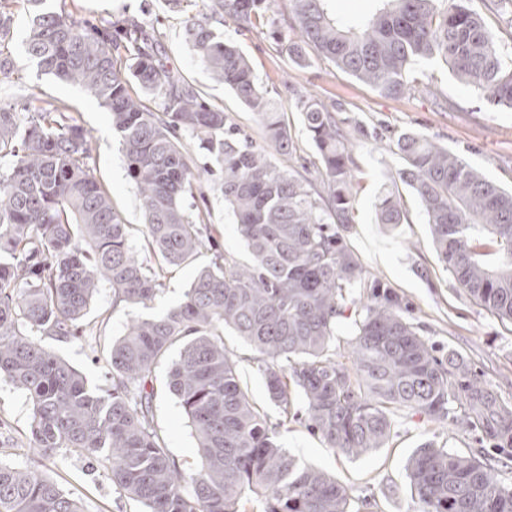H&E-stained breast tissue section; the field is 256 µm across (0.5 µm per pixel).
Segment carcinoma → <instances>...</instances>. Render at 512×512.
Listing matches in <instances>:
<instances>
[{"mask_svg":"<svg viewBox=\"0 0 512 512\" xmlns=\"http://www.w3.org/2000/svg\"><path fill=\"white\" fill-rule=\"evenodd\" d=\"M26 2L27 58L110 112L146 224L139 251L90 173L92 137L76 118L51 106L0 107V159H10L0 169V381L28 397V445L38 455L24 467L0 462V512H83L43 473L63 448L96 464L146 512H354L343 485L280 442L300 403L311 432L348 457L384 447L403 410L512 448V402L466 358L441 352L402 296L370 276L349 247L353 159L334 108L310 97L295 104L316 149L318 191L208 105L139 20L99 29L49 0ZM167 2L176 11L202 8L187 42L288 158L297 144L283 106L210 20L250 26L264 18L293 64L325 60L384 97L406 95L412 67L437 62L512 108V62L463 0H378L375 12L347 23L328 15L327 0H286L289 19L278 17L275 0ZM14 22L0 9L3 77L16 68ZM133 84L141 94H131ZM149 96L163 99V111L145 104ZM186 136L204 151V166ZM390 151L402 165L375 203L377 223H409L398 186L411 190L443 267L470 298L512 323V192L422 133L398 134ZM215 172L250 260L215 254L178 306L131 321L106 358L109 387L92 388L39 337L97 335L87 316L102 284L112 288V306H145L162 289L165 268L191 264L214 246L208 214L186 200L202 174ZM345 322L350 354L341 361L336 336ZM226 327L258 353L276 420L242 387L238 361L224 347ZM175 348L166 386L196 438L201 468L193 472L154 423L153 371ZM406 476L420 512H512V486L483 456L425 443L408 457Z\"/></svg>","mask_w":512,"mask_h":512,"instance_id":"carcinoma-1","label":"carcinoma"}]
</instances>
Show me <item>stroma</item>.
I'll return each mask as SVG.
<instances>
[{"label": "stroma", "instance_id": "stroma-1", "mask_svg": "<svg viewBox=\"0 0 512 512\" xmlns=\"http://www.w3.org/2000/svg\"><path fill=\"white\" fill-rule=\"evenodd\" d=\"M76 21L97 26L124 18L143 19L154 31L166 52L168 62L177 68L211 106L224 110L261 149L269 144L256 116L224 87L212 79L185 39L187 13L169 9L165 0H54ZM492 32L504 58H512V23L501 10L499 0H468ZM13 12L15 37L12 46L18 68L11 77L0 76V105L53 103L71 113L93 136V153L88 167L112 199V205L130 231L134 246H141L144 224L138 190L127 164L107 109L80 86L64 83L38 72L24 53L25 0H8ZM223 29L245 53L254 73L272 96L289 106V127L299 149L293 167L307 166L312 183L320 177L314 164L312 143L292 106L299 95L310 93L334 105L338 118L359 126L354 134L352 174L355 180V222L347 231V242L372 275L395 289L410 306L411 315L427 337L441 347H453L485 374L499 396L512 400V324L476 305L443 269L433 249L421 208L411 193L403 198L410 223L388 230L374 221V205L384 184L399 167L396 155L376 145L373 133L393 139L411 129L448 145L469 164L501 187L512 189V109L495 104L486 95L457 82L447 68L435 63L416 65L410 76L409 94L392 99L380 96L370 86L336 72L326 62L307 68L291 65L268 35L265 25L239 27L226 22ZM197 206L207 207L210 221L218 229L216 240L222 251L240 261L249 255L240 238L231 212L217 183L202 182ZM211 253L200 254L196 265L168 269L164 286L147 305L113 307L112 289L102 285L90 305L89 317L100 324V334L89 341L60 343L44 338L45 346L82 372L99 388L108 385L104 354L134 318H148L177 306L192 282L197 266L210 263ZM224 345L239 364L244 387L257 406L272 411L257 370L250 345L232 330H225ZM167 364L155 369L154 420L172 455L187 470L200 466L196 441L189 420L173 396L164 390ZM31 404L26 395L8 382L0 381V434L10 443L0 447V462L26 465L18 443L29 435ZM281 441L293 455L335 475L348 490L359 512H419L405 474V461L421 443L432 441L463 453H483L498 459L500 478L512 484V458L498 455L491 445H480L474 432L450 425L432 423L402 412L386 447L359 458L338 455L314 436L300 420L288 422L281 430ZM48 475L65 491L79 497L85 512H145L142 504L120 497L101 471L88 469L84 458L59 451Z\"/></svg>", "mask_w": 512, "mask_h": 512}]
</instances>
